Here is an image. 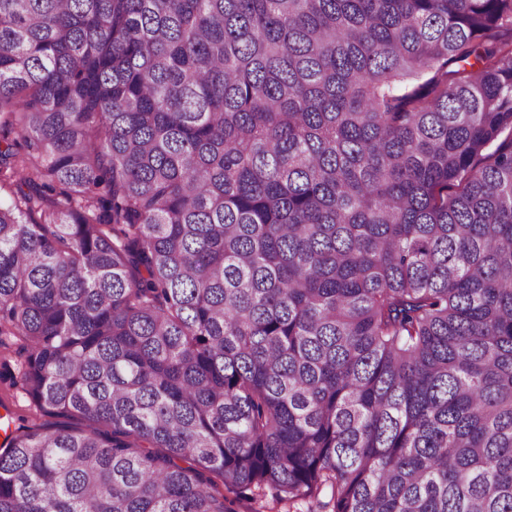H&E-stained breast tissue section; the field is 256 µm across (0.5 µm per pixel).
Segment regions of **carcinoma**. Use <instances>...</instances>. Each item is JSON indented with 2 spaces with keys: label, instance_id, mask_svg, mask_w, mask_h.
I'll use <instances>...</instances> for the list:
<instances>
[{
  "label": "carcinoma",
  "instance_id": "obj_1",
  "mask_svg": "<svg viewBox=\"0 0 512 512\" xmlns=\"http://www.w3.org/2000/svg\"><path fill=\"white\" fill-rule=\"evenodd\" d=\"M501 29L512 0H0L34 408L0 512H512ZM224 495L231 504L234 512H311L328 511L329 508H321L316 500H283L279 501L272 497L271 493L266 496H254L244 498L234 492L224 490Z\"/></svg>",
  "mask_w": 512,
  "mask_h": 512
}]
</instances>
